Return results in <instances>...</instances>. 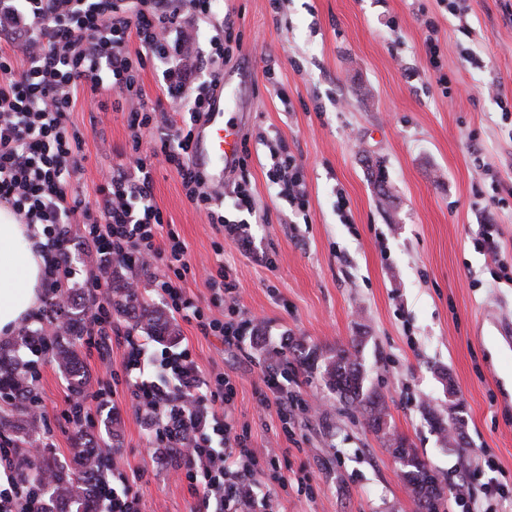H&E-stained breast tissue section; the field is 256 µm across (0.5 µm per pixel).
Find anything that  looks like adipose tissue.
Masks as SVG:
<instances>
[{"mask_svg":"<svg viewBox=\"0 0 512 512\" xmlns=\"http://www.w3.org/2000/svg\"><path fill=\"white\" fill-rule=\"evenodd\" d=\"M44 282V261L7 208L0 207V335L15 332L38 307Z\"/></svg>","mask_w":512,"mask_h":512,"instance_id":"1","label":"adipose tissue"}]
</instances>
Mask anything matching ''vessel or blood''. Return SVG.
Returning a JSON list of instances; mask_svg holds the SVG:
<instances>
[{
  "label": "vessel or blood",
  "instance_id": "1",
  "mask_svg": "<svg viewBox=\"0 0 512 512\" xmlns=\"http://www.w3.org/2000/svg\"><path fill=\"white\" fill-rule=\"evenodd\" d=\"M228 105L227 94L216 92L209 112L193 130L190 148L193 165L205 174L210 184L219 186L238 164L243 137L241 124L224 118Z\"/></svg>",
  "mask_w": 512,
  "mask_h": 512
}]
</instances>
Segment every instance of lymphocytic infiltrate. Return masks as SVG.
I'll use <instances>...</instances> for the list:
<instances>
[{"mask_svg":"<svg viewBox=\"0 0 512 512\" xmlns=\"http://www.w3.org/2000/svg\"><path fill=\"white\" fill-rule=\"evenodd\" d=\"M215 0H0V201L39 237L53 315L43 331L49 353L55 330L64 324V299L80 267L65 261L72 237L87 247L96 268L86 279L93 307L83 334L98 350L120 338L127 349L125 383L147 425L152 448L181 449L177 470L191 488L202 489L212 512H237L244 486L260 462L246 435L235 433L228 417L236 387L224 373L203 377L189 348L158 358L149 342L112 317L105 295L113 266L125 267L130 293H138L136 272L150 268L151 288L172 314L196 323L207 336L239 345L254 333L241 318L237 287L223 264L206 271L204 286L225 316H209L184 282L195 275L188 246L164 229L162 211L152 203V155L142 130L160 135V151L181 180L186 197L206 211L215 228L240 237L246 220L223 213L224 193L207 184L190 163L192 130L224 81V59L233 54V28L224 23L199 48L198 22L214 13ZM137 51H129L130 40ZM158 72L161 98L149 101L141 72ZM106 90L113 109L138 101L127 123L132 131L124 160L96 188L89 206L73 181L83 167L84 136L72 120L83 89ZM189 115L186 123L177 113ZM269 179L290 206H304L307 192L301 166L290 154L276 156ZM45 483L8 476L0 485V512H44Z\"/></svg>","mask_w":512,"mask_h":512,"instance_id":"lymphocytic-infiltrate-1","label":"lymphocytic infiltrate"}]
</instances>
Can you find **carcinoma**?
Masks as SVG:
<instances>
[{"instance_id": "cac0c4a2", "label": "carcinoma", "mask_w": 512, "mask_h": 512, "mask_svg": "<svg viewBox=\"0 0 512 512\" xmlns=\"http://www.w3.org/2000/svg\"><path fill=\"white\" fill-rule=\"evenodd\" d=\"M112 309L123 313L134 304L139 314L134 326L151 337L176 341L175 331L163 321L157 311L144 301H133L127 288H122L119 298L111 300ZM66 332L54 339L52 358L68 379L71 390L84 392L87 377L83 371L77 342L88 320V308L83 303L70 300L65 313ZM40 332H26L15 344L0 346V393L11 397L14 403L11 413L0 414V435H11L20 445H31L39 438L37 416L31 411L29 402L34 400L30 381V362L23 360L18 350L39 340ZM360 343L352 342L351 348L338 347L327 353L318 349H305L298 343L288 347L291 363L307 370L322 368L325 386L346 405L361 411L368 428L381 435L383 443L391 449L396 461L402 463L401 478L411 488L416 512H422V501L434 499L443 502V478L432 469L413 448L409 441L391 429L388 424V408L384 397L374 389L365 387V379L357 356ZM456 406L444 413H429L430 424L444 441L454 436ZM78 447L75 448L73 464L47 467L43 464L32 467L38 476L48 477L47 494L50 501H62L72 507V512H95L90 506L94 501V487L104 476L106 463L99 443L86 438L84 432L77 433Z\"/></svg>"}]
</instances>
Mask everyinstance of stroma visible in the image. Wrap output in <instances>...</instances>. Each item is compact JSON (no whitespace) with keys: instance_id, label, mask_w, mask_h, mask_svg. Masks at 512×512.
<instances>
[{"instance_id":"1","label":"stroma","mask_w":512,"mask_h":512,"mask_svg":"<svg viewBox=\"0 0 512 512\" xmlns=\"http://www.w3.org/2000/svg\"><path fill=\"white\" fill-rule=\"evenodd\" d=\"M241 48L224 64L232 112L244 121V174L225 179L224 214L240 219L232 192L247 179L256 221L247 238L224 237L186 197L164 156L154 159L153 200L194 263L224 269L243 316L259 331L228 347L173 319L202 374L235 381L231 417L276 469L253 475L239 512H414L392 454L324 384L319 372L279 365L292 400L258 414L267 350L301 342L328 350L363 337L367 381L389 421L448 483L468 471L447 512H474L491 484L512 492V0H468L456 16L441 0H219L200 22L208 42L224 18ZM439 27L440 69L424 43ZM72 119L84 134L79 188L88 201L122 160L125 110L81 97ZM285 151L303 167L304 210L288 206L267 171ZM381 164L387 196L370 173ZM89 386L121 372L123 344L107 358L79 343ZM37 395L53 432L48 464L73 458L75 431L62 412L70 390L51 357L39 358ZM113 409L86 426L109 451L114 487L130 483L141 512H198L201 495L177 479L118 385ZM455 403L459 447L445 446L429 410Z\"/></svg>"}]
</instances>
